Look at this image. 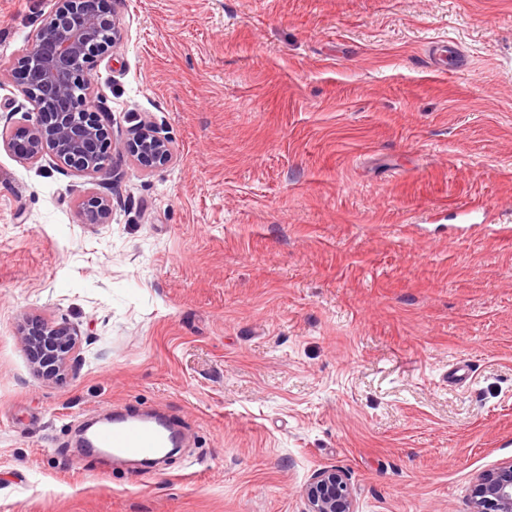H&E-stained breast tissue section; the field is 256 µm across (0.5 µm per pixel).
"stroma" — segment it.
Returning a JSON list of instances; mask_svg holds the SVG:
<instances>
[{
    "instance_id": "stroma-1",
    "label": "stroma",
    "mask_w": 512,
    "mask_h": 512,
    "mask_svg": "<svg viewBox=\"0 0 512 512\" xmlns=\"http://www.w3.org/2000/svg\"><path fill=\"white\" fill-rule=\"evenodd\" d=\"M104 6L95 107L174 159L91 176L0 144V512H304L330 467L356 512H470L512 460V0ZM53 7L0 0V67ZM22 101L0 78V132ZM28 317L79 329L61 378ZM112 405L189 447L104 470L73 428ZM80 211L85 220L93 221L94 224H107L111 222L112 209L109 201L97 195H91L82 200L79 205Z\"/></svg>"
}]
</instances>
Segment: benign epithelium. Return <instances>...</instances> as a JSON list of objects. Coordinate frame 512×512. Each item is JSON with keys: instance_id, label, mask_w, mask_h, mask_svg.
<instances>
[{"instance_id": "7a95c632", "label": "benign epithelium", "mask_w": 512, "mask_h": 512, "mask_svg": "<svg viewBox=\"0 0 512 512\" xmlns=\"http://www.w3.org/2000/svg\"><path fill=\"white\" fill-rule=\"evenodd\" d=\"M119 36L116 16L96 10L89 0H54L52 12L11 69L36 122L5 137L4 144L31 163L49 155L89 175L105 172L113 154L126 155L146 170L169 164L170 142L151 124L139 123L130 138L117 143L108 119L92 110L93 62ZM79 208L96 224L111 222V206L102 196L86 197ZM20 334L29 360L48 379L61 374L76 352L77 332L66 325L31 320ZM303 496L306 512H355L349 477L341 469L315 471ZM472 512H512V461L479 475Z\"/></svg>"}]
</instances>
